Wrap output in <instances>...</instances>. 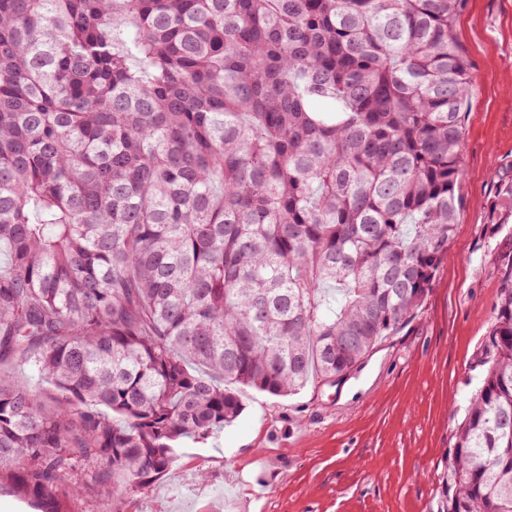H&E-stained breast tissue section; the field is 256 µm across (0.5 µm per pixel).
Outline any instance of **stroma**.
I'll return each mask as SVG.
<instances>
[{
  "label": "stroma",
  "mask_w": 512,
  "mask_h": 512,
  "mask_svg": "<svg viewBox=\"0 0 512 512\" xmlns=\"http://www.w3.org/2000/svg\"><path fill=\"white\" fill-rule=\"evenodd\" d=\"M455 35L472 75L461 207L423 305L339 385L285 398L241 389L240 417L182 440L177 480L160 479L144 512H203L216 501L220 512H437L498 296L503 235L487 213L512 183V0H463Z\"/></svg>",
  "instance_id": "35a3bbf8"
}]
</instances>
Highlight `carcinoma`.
<instances>
[{"instance_id":"obj_1","label":"carcinoma","mask_w":512,"mask_h":512,"mask_svg":"<svg viewBox=\"0 0 512 512\" xmlns=\"http://www.w3.org/2000/svg\"><path fill=\"white\" fill-rule=\"evenodd\" d=\"M462 0H0V476L133 512L241 385H334L448 259ZM512 218V187L489 223ZM438 512H512V227Z\"/></svg>"}]
</instances>
